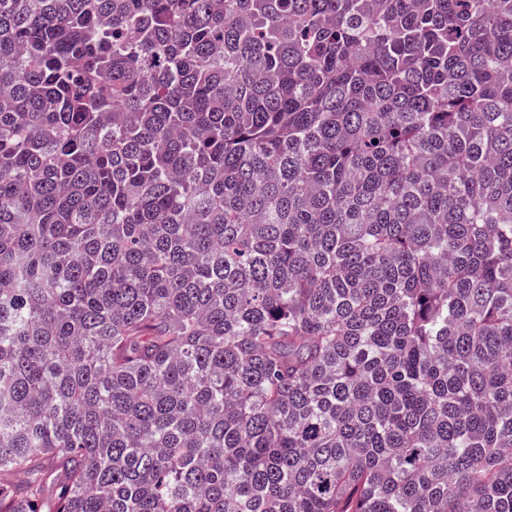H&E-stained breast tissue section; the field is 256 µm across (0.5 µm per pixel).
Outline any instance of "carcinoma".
<instances>
[{"mask_svg":"<svg viewBox=\"0 0 512 512\" xmlns=\"http://www.w3.org/2000/svg\"><path fill=\"white\" fill-rule=\"evenodd\" d=\"M0 512H512V0H0Z\"/></svg>","mask_w":512,"mask_h":512,"instance_id":"1","label":"carcinoma"}]
</instances>
